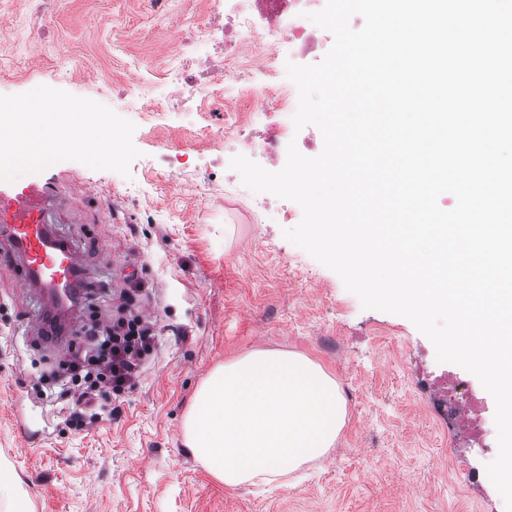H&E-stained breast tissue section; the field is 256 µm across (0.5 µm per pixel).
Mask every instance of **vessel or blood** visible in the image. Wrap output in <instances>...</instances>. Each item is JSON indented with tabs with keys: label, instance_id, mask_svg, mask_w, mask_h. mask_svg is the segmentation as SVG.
<instances>
[{
	"label": "vessel or blood",
	"instance_id": "vessel-or-blood-1",
	"mask_svg": "<svg viewBox=\"0 0 512 512\" xmlns=\"http://www.w3.org/2000/svg\"><path fill=\"white\" fill-rule=\"evenodd\" d=\"M58 199L49 184H17L0 173V253L21 267V287L63 306L71 292H84L89 268L81 251L51 225Z\"/></svg>",
	"mask_w": 512,
	"mask_h": 512
}]
</instances>
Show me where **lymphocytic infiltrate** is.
<instances>
[{
    "label": "lymphocytic infiltrate",
    "mask_w": 512,
    "mask_h": 512,
    "mask_svg": "<svg viewBox=\"0 0 512 512\" xmlns=\"http://www.w3.org/2000/svg\"><path fill=\"white\" fill-rule=\"evenodd\" d=\"M154 323L142 314L116 320L94 315L69 344V357L54 373L60 397L71 400L67 427L81 430L93 422L95 398L102 390L121 393L139 379L144 358L152 350Z\"/></svg>",
    "instance_id": "f902f5d3"
}]
</instances>
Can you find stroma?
<instances>
[{"label": "stroma", "mask_w": 512, "mask_h": 512, "mask_svg": "<svg viewBox=\"0 0 512 512\" xmlns=\"http://www.w3.org/2000/svg\"><path fill=\"white\" fill-rule=\"evenodd\" d=\"M37 0H0V22L19 32L0 61V94L27 105L33 89L97 97L115 162L63 154L41 170L66 201L55 229L80 246L93 286L85 299L110 316L127 275L148 285L140 309L156 319L157 346L134 387L105 395L109 413L69 430L61 402L38 397L67 340L27 331L41 306L0 264V465L33 512H505L488 482L466 483L494 459L437 424L412 375L420 359L445 370L433 343L406 317L363 308L341 278L284 235V199L258 209L220 158L249 119L216 112L188 123L179 112L142 120L112 97L136 78L160 81L172 35L203 20L208 0H46L62 81L28 36ZM256 349L297 353L335 379L345 423L323 458L271 484L227 487L183 443L195 394L217 366ZM41 438L30 441L29 433Z\"/></svg>", "instance_id": "stroma-1"}]
</instances>
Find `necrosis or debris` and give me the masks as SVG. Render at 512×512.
Masks as SVG:
<instances>
[{"label":"necrosis or debris","instance_id":"4bbe7bcc","mask_svg":"<svg viewBox=\"0 0 512 512\" xmlns=\"http://www.w3.org/2000/svg\"><path fill=\"white\" fill-rule=\"evenodd\" d=\"M322 2L210 0L207 20L175 40L164 72L163 93H156L152 83L140 79L125 95L133 101L149 99L152 112L185 108L201 113L212 111L223 101L256 103L258 111L274 113L275 129L259 141L248 134L239 135V150L277 159L294 137L293 116L299 100L298 89L286 80L279 58L284 55L295 63L315 50L316 26L307 13L310 4ZM96 109L92 101L79 105L71 100L58 102L51 116L57 130L55 150L72 149L92 139L102 158L117 157V141L99 136L98 126L87 118ZM43 120V114L0 97V154L12 152L29 129ZM419 385L430 394L433 415L449 431L477 441L484 439V403L458 367H451L437 380L421 378Z\"/></svg>","mask_w":512,"mask_h":512}]
</instances>
